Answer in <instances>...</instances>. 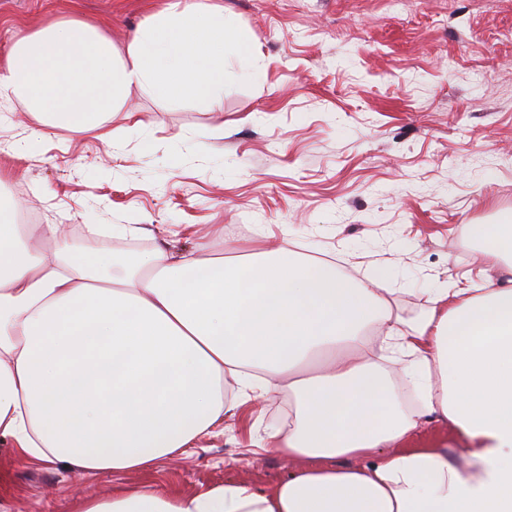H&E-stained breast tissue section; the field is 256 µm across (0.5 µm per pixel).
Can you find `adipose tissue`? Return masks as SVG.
<instances>
[{
  "label": "adipose tissue",
  "mask_w": 512,
  "mask_h": 512,
  "mask_svg": "<svg viewBox=\"0 0 512 512\" xmlns=\"http://www.w3.org/2000/svg\"><path fill=\"white\" fill-rule=\"evenodd\" d=\"M257 74L251 32L204 0L151 15L122 47L79 16L12 39L0 98L45 128L108 139L129 94L214 104L226 48ZM0 194V436L18 461L85 473L150 471L223 429L238 398L295 400L260 447L298 463L266 489L228 481L190 495L144 485L82 496L78 512H512V286L440 288L420 316L394 315L380 264L363 281L255 241L222 259L106 248L71 251L63 224H18ZM468 241L512 262L511 224H470ZM53 242V253L41 250ZM414 357L421 403L398 409L374 343ZM471 442L413 447L424 415Z\"/></svg>",
  "instance_id": "ef3b65f1"
}]
</instances>
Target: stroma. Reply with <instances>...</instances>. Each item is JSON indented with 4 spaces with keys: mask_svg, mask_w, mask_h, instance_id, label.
<instances>
[{
    "mask_svg": "<svg viewBox=\"0 0 512 512\" xmlns=\"http://www.w3.org/2000/svg\"><path fill=\"white\" fill-rule=\"evenodd\" d=\"M168 0H0V56L12 36L77 13L124 42ZM253 35L260 75L230 62L224 98L209 108L141 91L144 124L112 115V139L49 130L21 103L0 102V191L42 224H134L116 249L210 253L262 231L311 257L338 256L361 280L392 268V306L406 320L435 289L483 275L469 224L512 220V0H205ZM282 393L245 403L223 432L149 473L86 474L63 463H19L0 441V497L11 512H74L84 494L150 483L193 494L236 479L262 490L290 472L257 433L285 424Z\"/></svg>",
    "mask_w": 512,
    "mask_h": 512,
    "instance_id": "obj_1",
    "label": "stroma"
}]
</instances>
